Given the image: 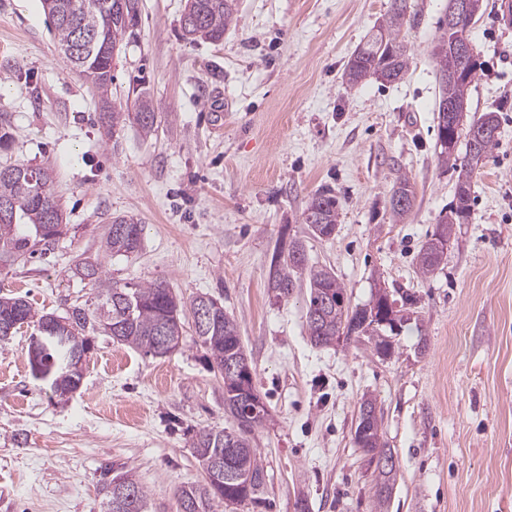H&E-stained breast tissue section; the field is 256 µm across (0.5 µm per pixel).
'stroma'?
I'll return each instance as SVG.
<instances>
[{"label": "stroma", "mask_w": 512, "mask_h": 512, "mask_svg": "<svg viewBox=\"0 0 512 512\" xmlns=\"http://www.w3.org/2000/svg\"><path fill=\"white\" fill-rule=\"evenodd\" d=\"M470 31L482 69L469 112H498V146L473 177L471 213L447 256L421 278L415 256L451 206L457 175L438 163L431 51L448 0H408L404 78L350 85L348 59L391 0H237L218 43L183 39L186 0H138L134 35L112 65L111 107L140 92L155 129L102 128L96 91L71 69L41 0H0V113L12 159L52 168L69 230L45 255L0 267V295L66 315L92 297L75 264L101 257L106 278L165 283L182 301L207 295L238 324L269 418L254 434L270 512H372L373 470L353 444L375 396L396 459L388 512H512V22L501 0ZM408 175L403 220L390 190ZM339 201L334 236L308 233L310 197ZM144 225L139 253L103 254L116 216ZM301 238L352 305L377 286L410 293L415 312L396 352L317 347L307 288H267L279 242ZM34 326L0 343V512H103L99 467L132 468L147 512H179L177 490L202 479L191 446L232 427L224 381L192 319L178 348L152 357L94 335L80 388L60 400L33 377ZM396 195H401L407 198L408 204L406 208L403 209H397L394 204L393 200ZM415 201V191L413 183H411V180L406 175H401L395 184L393 185L391 191H390V197H389V204L390 208L392 210V213L397 216L398 218H403L406 216L413 208Z\"/></svg>", "instance_id": "1"}]
</instances>
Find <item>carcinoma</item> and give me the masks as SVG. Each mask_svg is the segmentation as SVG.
Instances as JSON below:
<instances>
[{
    "mask_svg": "<svg viewBox=\"0 0 512 512\" xmlns=\"http://www.w3.org/2000/svg\"><path fill=\"white\" fill-rule=\"evenodd\" d=\"M469 8L462 27L470 29L483 12L484 0H468ZM43 8L51 18L61 51L71 48L77 33L87 32L81 52L71 60L73 69L98 93L103 103H108L112 86V62L115 47H121L131 36L137 22V9L130 8L127 0H42ZM186 8L199 14L200 25L191 28L184 36L194 40L202 38L218 42L224 31L235 21L236 0H187ZM406 24V0H392L390 11L376 32L359 47L348 60L344 75L350 85L374 77L390 82L386 68L405 74L412 55L401 38ZM455 32L439 26L432 48V59L439 81V102L468 103V91L477 79L480 64L475 49L462 56L453 47ZM460 74L455 79L453 75ZM135 112L112 111L104 118L117 125L134 119L140 131L149 135L154 131L157 104L147 93L137 95ZM13 135L6 115L0 114V152L11 150ZM498 143V138L488 139L482 150L470 156L465 150L452 167L458 170L455 202L449 215L439 218L436 234L444 239L455 235V225L464 223L470 215L472 174L482 166ZM53 171L47 167L32 166L25 162L0 165V263L31 256L42 247H49L63 234V214L59 206L48 204L52 198ZM401 195L407 198V207H391L392 213L402 218L413 208L415 191L408 176H400L390 191L389 200ZM339 218L338 201L328 191H318L309 200L303 222L311 233L315 225L329 224L336 229ZM144 224L134 216L113 218L104 243L108 257L130 256L141 247ZM445 252L438 251L427 239L416 255L417 271L427 278L439 269ZM101 262L85 260L75 267L81 278L93 282L95 296L92 304L76 305L64 316L40 314L21 297H0V323H35L50 328L60 336L47 354L54 370L51 387L59 397L71 391L82 377L77 368L85 354L92 348L86 331H99L112 340L155 357H164L179 345L183 333L185 304L164 284L126 283L118 286L101 276ZM309 288L306 318L310 342L316 346L336 344V338L345 335L349 341L360 338L394 354L392 321L383 312L385 303L377 301L379 320H369L365 311L351 307L345 285L331 270L308 265L303 240L293 239L280 243L275 249L267 287L278 299L288 298L300 286ZM205 348L212 368L224 379V412L232 417V428H208L199 431L192 441L198 462L224 455V473L209 482L202 480L180 488V512H213L214 503L236 505L250 500L262 503L258 492L266 480L265 468L254 445V432L261 427L266 416L251 415L239 404L244 383H253L243 371L226 368L230 360L241 364L248 357L239 336L234 318L219 311L204 328L195 329ZM167 336L172 347L163 349L158 337ZM355 445L370 458L382 453L386 447L382 435V418L375 417ZM374 512H387L396 477V465L375 464L373 471ZM132 472L123 464L108 462L100 467L99 491L103 496L104 512H145L148 491L137 479H132L133 493L119 496L114 483L120 476Z\"/></svg>",
    "mask_w": 512,
    "mask_h": 512,
    "instance_id": "cac0c4a2",
    "label": "carcinoma"
}]
</instances>
